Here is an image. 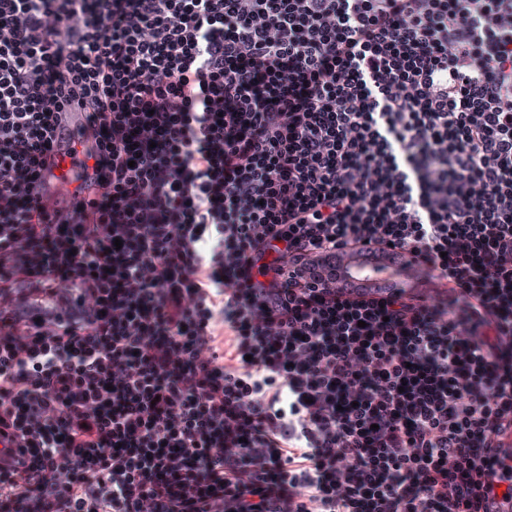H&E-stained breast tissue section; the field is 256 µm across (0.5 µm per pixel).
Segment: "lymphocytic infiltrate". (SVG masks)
<instances>
[{
  "instance_id": "obj_1",
  "label": "lymphocytic infiltrate",
  "mask_w": 512,
  "mask_h": 512,
  "mask_svg": "<svg viewBox=\"0 0 512 512\" xmlns=\"http://www.w3.org/2000/svg\"><path fill=\"white\" fill-rule=\"evenodd\" d=\"M0 512H512V0H0ZM420 266L416 258L409 252H400L394 260L373 263L370 274L358 283L367 288L388 284L393 288H415L420 277Z\"/></svg>"
}]
</instances>
